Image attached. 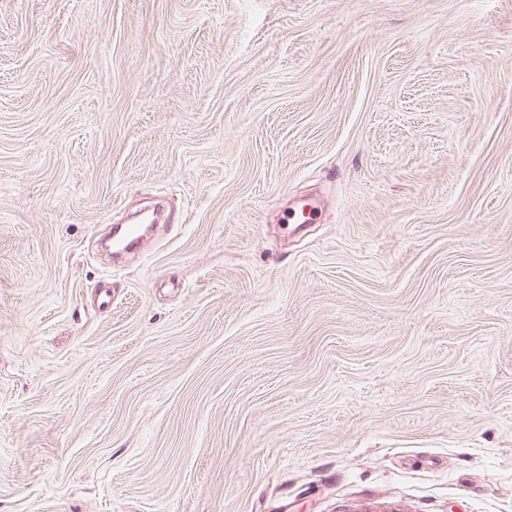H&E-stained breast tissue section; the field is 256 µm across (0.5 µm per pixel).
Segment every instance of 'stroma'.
Segmentation results:
<instances>
[{"instance_id":"1","label":"stroma","mask_w":512,"mask_h":512,"mask_svg":"<svg viewBox=\"0 0 512 512\" xmlns=\"http://www.w3.org/2000/svg\"><path fill=\"white\" fill-rule=\"evenodd\" d=\"M0 512H512V0H0Z\"/></svg>"}]
</instances>
